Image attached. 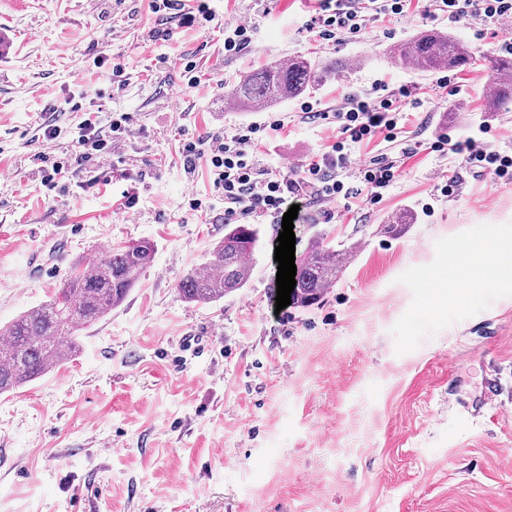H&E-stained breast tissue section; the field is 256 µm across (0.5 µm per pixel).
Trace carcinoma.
I'll return each instance as SVG.
<instances>
[{"mask_svg": "<svg viewBox=\"0 0 512 512\" xmlns=\"http://www.w3.org/2000/svg\"><path fill=\"white\" fill-rule=\"evenodd\" d=\"M393 56L411 63L419 73L466 68L476 63L469 46L440 31L422 32L394 47ZM328 69L313 58L297 57L286 66L275 63L242 76L231 90L238 106L270 108L315 88ZM494 112L512 102V58L493 62ZM259 231L250 224L225 225L224 239L212 249L207 271L188 272L178 285L187 302H217L242 287L251 276L252 257ZM154 245L146 240L112 250L109 259L72 272L55 296L27 311L0 331V393L57 368L76 349L79 332L117 307L154 258ZM351 252L317 244L295 260L296 286L291 303L307 308L317 304L346 265Z\"/></svg>", "mask_w": 512, "mask_h": 512, "instance_id": "cac0c4a2", "label": "carcinoma"}]
</instances>
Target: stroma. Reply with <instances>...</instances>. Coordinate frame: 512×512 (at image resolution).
Masks as SVG:
<instances>
[{
    "label": "stroma",
    "mask_w": 512,
    "mask_h": 512,
    "mask_svg": "<svg viewBox=\"0 0 512 512\" xmlns=\"http://www.w3.org/2000/svg\"><path fill=\"white\" fill-rule=\"evenodd\" d=\"M306 8L218 0L204 30L153 13L150 0H0V326L102 249H156L73 358L0 394V512H512V417L482 397L492 380L512 382V180L431 149L480 131L512 155V105L486 109L489 66L512 26L452 22L436 0H413L407 15L327 42L302 30ZM244 19L253 43L225 56V27ZM429 29L482 58L450 72L458 95L391 57ZM185 54L198 64L192 87L177 64ZM297 55L331 69L308 97L313 114L296 99L258 111L229 100L241 75ZM96 57L104 66L86 69ZM380 82L422 105L396 141L355 145L341 178L355 183L373 157L400 178L375 203L305 196L293 221L296 256L318 242L354 252L322 301L276 309L282 227L264 215L250 219L261 243L247 285L184 302L177 285L223 239L224 204L205 164L185 171L183 143L272 123L255 153L298 177L342 138L322 113ZM84 109L132 116L109 167L75 162L67 133L45 135ZM41 152L67 161L56 188L42 183ZM192 195L202 210L189 209ZM405 211L401 234L381 233ZM475 242L489 245L493 276L476 285L459 272L428 306L434 275Z\"/></svg>",
    "instance_id": "obj_1"
}]
</instances>
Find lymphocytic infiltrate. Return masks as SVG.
<instances>
[{
	"mask_svg": "<svg viewBox=\"0 0 512 512\" xmlns=\"http://www.w3.org/2000/svg\"><path fill=\"white\" fill-rule=\"evenodd\" d=\"M317 2L315 14L303 21L302 28L326 41L357 36L370 16L402 15L411 4V0ZM440 4L452 20L464 16H475L492 23L512 20V0H440ZM332 117L344 133V140L335 142L319 160L310 163L298 180L287 174L271 175L260 166L254 145L265 130L261 124L243 127L230 137L214 135L184 143V165L192 171L197 162L206 163L214 191L224 202V218L228 221L249 214L282 219L288 200L298 197L304 187L324 203L341 197L352 198L362 187L367 189L371 200H380L383 190L398 176L395 162H365L359 170L361 185L357 188L346 186L339 173L348 162L347 144H358L379 136L387 141L397 138L403 114L395 94L387 92L381 84L369 93L349 94L344 106L333 112ZM131 120L130 114L123 113L105 125L98 113H88L73 134L79 159H110L128 135ZM432 149L440 153L464 154L471 169L512 179V157L492 149L480 138L469 136L455 141L444 136L433 143Z\"/></svg>",
	"mask_w": 512,
	"mask_h": 512,
	"instance_id": "lymphocytic-infiltrate-1",
	"label": "lymphocytic infiltrate"
}]
</instances>
